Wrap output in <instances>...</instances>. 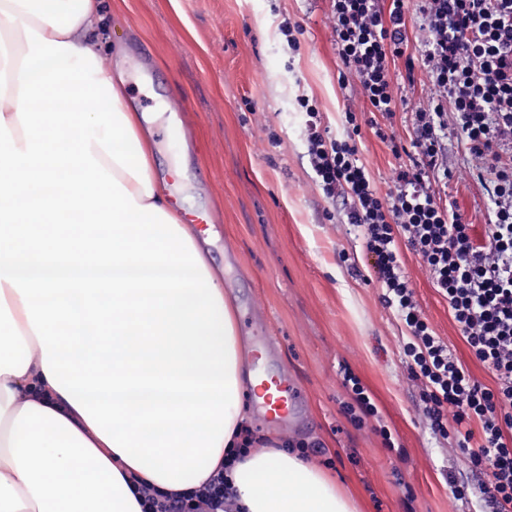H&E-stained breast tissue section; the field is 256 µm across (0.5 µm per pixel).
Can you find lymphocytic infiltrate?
<instances>
[{"label":"lymphocytic infiltrate","instance_id":"obj_1","mask_svg":"<svg viewBox=\"0 0 512 512\" xmlns=\"http://www.w3.org/2000/svg\"><path fill=\"white\" fill-rule=\"evenodd\" d=\"M340 86L356 84L365 111L345 110L347 133L328 135L308 99L307 149L315 182L341 202L348 223L374 262L383 300L405 326L403 355L420 388L432 431L454 434L486 472L491 512H512V0H419L428 36L410 50L408 0H330ZM423 72L433 94L411 112L414 156L400 165L393 187L379 193L359 157L362 124L401 146L387 122ZM455 127L490 197L483 231L442 197L448 178L444 138ZM421 261L447 301L472 360L491 370L494 386L478 382L420 308L403 269L401 248Z\"/></svg>","mask_w":512,"mask_h":512}]
</instances>
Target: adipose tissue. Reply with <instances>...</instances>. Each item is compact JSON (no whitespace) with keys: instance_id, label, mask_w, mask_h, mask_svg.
Listing matches in <instances>:
<instances>
[{"instance_id":"ef3b65f1","label":"adipose tissue","mask_w":512,"mask_h":512,"mask_svg":"<svg viewBox=\"0 0 512 512\" xmlns=\"http://www.w3.org/2000/svg\"><path fill=\"white\" fill-rule=\"evenodd\" d=\"M0 512H143L230 465L237 512H358L247 449L234 309L103 65V0H0ZM96 327L94 342L81 333Z\"/></svg>"}]
</instances>
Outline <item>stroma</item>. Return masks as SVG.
<instances>
[{"mask_svg": "<svg viewBox=\"0 0 512 512\" xmlns=\"http://www.w3.org/2000/svg\"><path fill=\"white\" fill-rule=\"evenodd\" d=\"M297 25L298 49L280 31ZM104 65L124 71L125 92L153 115L160 186L178 191L210 263L223 272L235 308L244 371L284 369L298 411L294 424L248 407L258 447L299 446L356 496L360 512H480L482 475L455 436L430 429L402 361L406 330L371 283L372 268L341 205L315 182L300 97L331 134L345 133L328 0H112ZM447 200L466 221L488 223L482 187L460 136L448 134ZM360 158L379 192L400 161L362 127ZM403 267L437 336L459 358L469 350L417 256ZM277 349L250 352L264 337ZM373 395L378 416L352 422L345 373ZM391 436L383 438L381 427ZM468 486L457 499L449 481Z\"/></svg>", "mask_w": 512, "mask_h": 512, "instance_id": "35a3bbf8", "label": "stroma"}]
</instances>
